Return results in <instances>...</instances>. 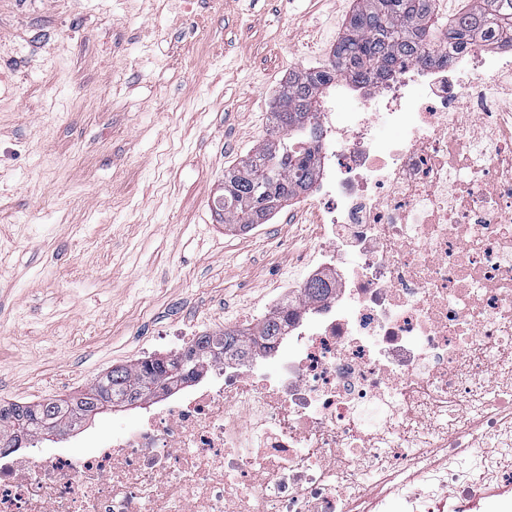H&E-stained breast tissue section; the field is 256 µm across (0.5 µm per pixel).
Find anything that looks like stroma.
Instances as JSON below:
<instances>
[{
    "label": "stroma",
    "instance_id": "35a3bbf8",
    "mask_svg": "<svg viewBox=\"0 0 512 512\" xmlns=\"http://www.w3.org/2000/svg\"><path fill=\"white\" fill-rule=\"evenodd\" d=\"M355 0H0V403L66 399L179 330L256 326L314 243L286 203L213 210L288 75L330 56ZM150 405L81 421L73 456Z\"/></svg>",
    "mask_w": 512,
    "mask_h": 512
}]
</instances>
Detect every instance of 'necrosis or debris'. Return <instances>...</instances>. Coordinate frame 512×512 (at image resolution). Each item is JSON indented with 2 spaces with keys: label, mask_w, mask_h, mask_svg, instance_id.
I'll return each mask as SVG.
<instances>
[{
  "label": "necrosis or debris",
  "mask_w": 512,
  "mask_h": 512,
  "mask_svg": "<svg viewBox=\"0 0 512 512\" xmlns=\"http://www.w3.org/2000/svg\"><path fill=\"white\" fill-rule=\"evenodd\" d=\"M318 121L316 268L285 283V335L104 447L5 456L0 512H478L512 492V65L482 45L412 61L345 126ZM314 277L330 290L304 300Z\"/></svg>",
  "instance_id": "4bbe7bcc"
}]
</instances>
